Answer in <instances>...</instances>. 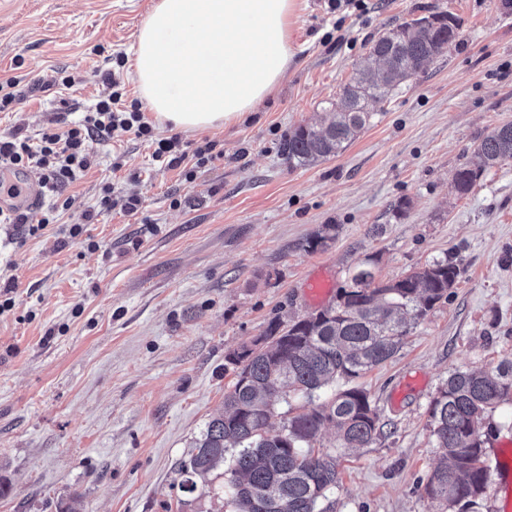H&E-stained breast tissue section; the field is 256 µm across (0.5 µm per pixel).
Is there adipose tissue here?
I'll return each instance as SVG.
<instances>
[{
  "instance_id": "adipose-tissue-1",
  "label": "adipose tissue",
  "mask_w": 512,
  "mask_h": 512,
  "mask_svg": "<svg viewBox=\"0 0 512 512\" xmlns=\"http://www.w3.org/2000/svg\"><path fill=\"white\" fill-rule=\"evenodd\" d=\"M297 10L298 0H157L133 51L147 108L186 130L255 111L295 53Z\"/></svg>"
}]
</instances>
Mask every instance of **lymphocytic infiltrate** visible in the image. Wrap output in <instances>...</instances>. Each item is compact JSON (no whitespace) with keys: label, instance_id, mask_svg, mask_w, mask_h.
Listing matches in <instances>:
<instances>
[{"label":"lymphocytic infiltrate","instance_id":"obj_1","mask_svg":"<svg viewBox=\"0 0 512 512\" xmlns=\"http://www.w3.org/2000/svg\"><path fill=\"white\" fill-rule=\"evenodd\" d=\"M101 83L104 93L77 122L46 129L36 138L18 132L0 138L1 197L21 194L23 187L18 175L23 171L38 175L44 193L60 195L92 168L93 144L109 141L118 131L154 141L155 160L169 169L186 162L197 169L211 160L213 142H204L189 151L183 149L179 137L155 138L153 127L140 106H126L121 78L114 71H107Z\"/></svg>","mask_w":512,"mask_h":512}]
</instances>
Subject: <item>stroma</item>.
Listing matches in <instances>:
<instances>
[{
    "label": "stroma",
    "mask_w": 512,
    "mask_h": 512,
    "mask_svg": "<svg viewBox=\"0 0 512 512\" xmlns=\"http://www.w3.org/2000/svg\"><path fill=\"white\" fill-rule=\"evenodd\" d=\"M155 0H0V81L14 79L0 135L29 136L78 120L99 71L132 56ZM436 11L459 34L447 53L397 88L338 156L292 166L288 132L336 100L373 40ZM296 53L259 111L209 131L155 124L218 155L192 179L122 133L95 146V168L66 189L64 219L36 236L0 224V512H223V481L181 488V464L233 382L227 354L275 319L317 310L304 292L324 273L343 285L365 256L395 279L445 257L465 273L401 350L359 385L383 429L370 447L334 453L340 486L327 512H441L419 487L441 455L429 408L458 370L496 372L512 361V159L465 196L452 187L479 142L512 124V0H366L334 11L299 0ZM77 78L67 90L58 70ZM112 184L111 208L100 183ZM137 196L136 213L121 209ZM408 208L395 216L394 205ZM335 225L316 251L306 239Z\"/></svg>",
    "instance_id": "stroma-1"
}]
</instances>
